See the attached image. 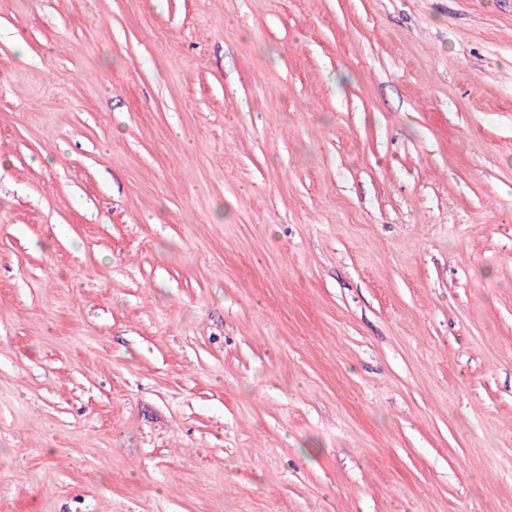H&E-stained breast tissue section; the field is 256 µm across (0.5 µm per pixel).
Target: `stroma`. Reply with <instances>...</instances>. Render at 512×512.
Wrapping results in <instances>:
<instances>
[{"label": "stroma", "instance_id": "obj_1", "mask_svg": "<svg viewBox=\"0 0 512 512\" xmlns=\"http://www.w3.org/2000/svg\"><path fill=\"white\" fill-rule=\"evenodd\" d=\"M0 512H512V0H0Z\"/></svg>", "mask_w": 512, "mask_h": 512}]
</instances>
